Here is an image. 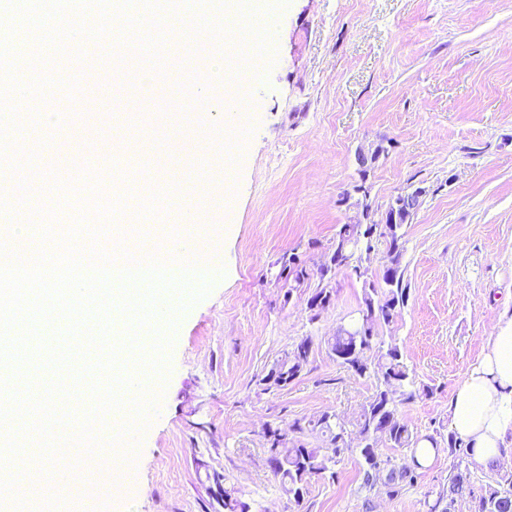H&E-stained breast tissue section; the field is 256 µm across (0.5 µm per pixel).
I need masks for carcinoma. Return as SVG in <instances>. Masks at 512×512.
<instances>
[{
    "label": "carcinoma",
    "mask_w": 512,
    "mask_h": 512,
    "mask_svg": "<svg viewBox=\"0 0 512 512\" xmlns=\"http://www.w3.org/2000/svg\"><path fill=\"white\" fill-rule=\"evenodd\" d=\"M392 212H386L382 231L376 224H343L336 232V245L330 255V264L320 268L324 278L333 269L349 268L359 279L368 282L364 289L363 325L361 329L338 331L330 342L336 360L360 376H374L376 390L369 403L364 406L356 419L355 446L345 440L344 426L332 423V416L324 414L309 422L310 431L329 435L331 447L308 448L298 440L290 438L292 433H304L300 421L287 428H275L266 439L268 462L283 491L295 503L304 499L306 486L314 476L328 474L335 477L334 466L344 451L351 448L358 451L365 468V483L383 481L389 492L396 493L401 483L414 482L413 470L397 463L392 457L379 453L378 442L386 440L395 448H408L413 444L407 426L399 417V406L409 403L429 389L416 388L415 378L404 362L397 344L385 343L378 336L376 328L396 320L409 299L410 288L404 280L401 269L403 251V226L410 220V213L397 215V222L391 223ZM386 248L388 263L378 279L368 276V269L362 265V255L375 248ZM331 292L317 289L308 299L307 307L318 313L330 304ZM312 340L309 337L286 352L263 378L264 384L281 387L294 380L309 363ZM374 351L373 361L366 353ZM474 512H512V473L501 476L497 486L490 487L475 502Z\"/></svg>",
    "instance_id": "obj_1"
}]
</instances>
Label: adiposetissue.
I'll return each instance as SVG.
<instances>
[{
    "label": "adipose tissue",
    "mask_w": 512,
    "mask_h": 512,
    "mask_svg": "<svg viewBox=\"0 0 512 512\" xmlns=\"http://www.w3.org/2000/svg\"><path fill=\"white\" fill-rule=\"evenodd\" d=\"M450 427L477 464L512 457V311H503L475 365L453 390Z\"/></svg>",
    "instance_id": "adipose-tissue-1"
}]
</instances>
